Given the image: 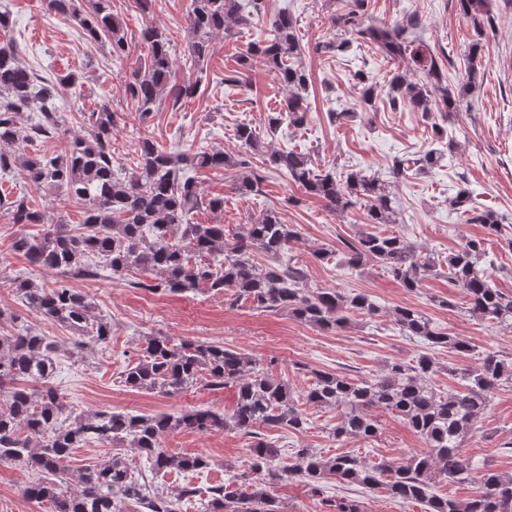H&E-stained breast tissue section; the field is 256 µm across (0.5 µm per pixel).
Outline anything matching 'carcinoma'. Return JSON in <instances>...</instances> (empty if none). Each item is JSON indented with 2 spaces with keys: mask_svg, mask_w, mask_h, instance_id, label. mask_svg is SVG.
Listing matches in <instances>:
<instances>
[{
  "mask_svg": "<svg viewBox=\"0 0 512 512\" xmlns=\"http://www.w3.org/2000/svg\"><path fill=\"white\" fill-rule=\"evenodd\" d=\"M367 0H345L343 12L333 17L336 26L354 35L387 61L417 57L415 46L419 22L412 15L403 24L389 25L365 17ZM460 9L479 21L490 15L493 0H458ZM49 9L76 20L90 41H107L112 57H127L124 22L112 13L111 0H48ZM187 52L195 65L205 61L215 34L236 24H245L261 11V0H192ZM147 48L143 64L131 72L125 93L134 111L146 116L170 98L177 105L194 97L198 83L174 80L171 41L157 28L141 30ZM479 44L468 54L466 81L461 93L478 85ZM20 46L11 34L10 14L0 11V173L21 165L28 181L37 188L61 189L85 207L82 232L72 234L64 224H51L43 237L20 236L13 250L33 266L94 276L100 267L121 275L131 269L156 277L157 283H133L171 294L194 291L202 285L216 293H233V303L263 312L285 311L293 318L321 330H337L351 317L382 313L380 305L363 293L336 288L310 291L306 273L293 260L281 257L298 239L294 224H286L279 212L266 208L241 230L226 238L222 224H194L193 213L202 206L224 210V199L203 201L194 178L195 168L222 170L243 167L246 161L222 151L196 152L166 150L149 139L138 145V166L127 178L117 176L112 165V131L120 123L108 103L83 113L88 134L73 137L60 156L41 155L34 150L42 139L59 134L57 101L67 90L80 85V76L69 72L55 80L37 75L22 64ZM296 22L279 14L270 20L268 37L252 45L239 58L241 69L262 62L275 78L292 91L284 110L294 124L305 121L306 106L301 91L309 75L301 65ZM386 100L396 112L409 108L431 123L436 147L418 157L396 159L392 177L398 179L412 169L426 173L444 155L440 148L448 131L437 123L439 114L457 109L458 97L448 88L444 73L435 62L425 69V78L409 80L394 71L387 81ZM35 112L37 120L23 126L18 115ZM235 136L245 152L265 149L260 133L251 122L237 125ZM265 161L283 172L304 193L318 197L333 210L364 208L366 223L395 224L396 201L388 182L357 171H318L310 157L296 150L266 153ZM262 176L244 174L236 190L249 195L260 190ZM448 205L466 216L469 224H481L490 236L501 233V224L491 211H477L470 193L461 191ZM15 224H43L44 214L31 208L21 197L6 203ZM485 239L466 238L448 254L445 262L421 250L407 237L396 233L361 230L351 241L338 264L358 270L373 263L409 292L420 288L433 274H446L461 288L469 316L488 320L512 330V293L491 284L485 256ZM261 252L271 262L260 266L254 254ZM27 306L72 330L105 343L112 325L94 315L93 305L82 292L65 283L39 288L28 281L16 284ZM389 316L406 336H413L430 348L470 352L463 338L452 336L412 306L393 308ZM17 317L0 310V326L14 331L0 333V462L17 461L37 474L23 490L24 496L39 504L48 503L53 512H125L124 504L136 503L147 512H177V502L196 495L187 485L174 495L150 491L146 478L135 471L122 453L105 463H90L72 476L69 459L73 449L96 442L105 446L128 444L150 463L155 473L190 472L208 468L202 455L171 453L161 447V437L173 431L212 432L236 430L250 438L249 472L242 473L240 489L222 485L208 488V512H283L270 491L271 481L298 477L315 494H322L327 476L345 486L367 492L384 490L389 498L421 503L426 512H512V478L485 467L472 476L462 441L476 420L491 406V394L502 383L512 381V361L486 349L477 365L462 374V388L442 392L429 379L434 371L430 355L411 361H392L369 380H353L343 374L310 370L312 382L304 390L305 403L336 412L332 428L335 439L370 440L378 432L372 410H386L400 418L426 443L428 452L411 455L402 462H371L350 451L324 456L313 448H299L292 463L276 465L279 450L255 428L302 431L308 425L305 411L288 381L273 377L247 353L212 342L182 340L164 336L146 339L142 355L122 372L124 386L172 395L203 381L215 389L235 388V406L226 414L199 408L173 414L132 415L106 410L78 415L67 425L66 404L48 386L56 370L58 346L47 336L29 328H16ZM448 483L476 480L472 497L458 500L434 492V480ZM78 488L66 490L71 480ZM329 512H366L364 502L351 496L327 501Z\"/></svg>",
  "mask_w": 512,
  "mask_h": 512,
  "instance_id": "carcinoma-1",
  "label": "carcinoma"
}]
</instances>
